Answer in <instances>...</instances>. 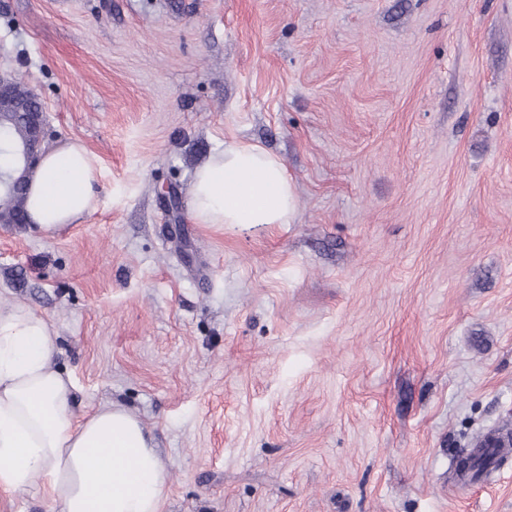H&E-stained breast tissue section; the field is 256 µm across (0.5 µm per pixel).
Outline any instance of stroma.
I'll return each instance as SVG.
<instances>
[{"mask_svg": "<svg viewBox=\"0 0 512 512\" xmlns=\"http://www.w3.org/2000/svg\"><path fill=\"white\" fill-rule=\"evenodd\" d=\"M0 68L91 210L0 224V308L59 334L75 412L152 437L161 512H512V0H0ZM230 140L290 224H197ZM497 451L485 449L483 451H474L462 455L458 459V467L461 469L468 468V472H472L475 476L482 475L492 470L499 462ZM462 462V464H460Z\"/></svg>", "mask_w": 512, "mask_h": 512, "instance_id": "35a3bbf8", "label": "stroma"}]
</instances>
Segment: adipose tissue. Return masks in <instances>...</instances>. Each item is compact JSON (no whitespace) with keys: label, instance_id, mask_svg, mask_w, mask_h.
Returning <instances> with one entry per match:
<instances>
[{"label":"adipose tissue","instance_id":"1","mask_svg":"<svg viewBox=\"0 0 512 512\" xmlns=\"http://www.w3.org/2000/svg\"><path fill=\"white\" fill-rule=\"evenodd\" d=\"M94 172L81 142L46 150L29 183V223H75L92 207ZM191 210L198 224H289L297 195L281 158L231 141L195 169ZM58 346L44 316L22 304L0 309V488L44 493L55 512H161L165 469L151 438L111 402L75 416Z\"/></svg>","mask_w":512,"mask_h":512}]
</instances>
